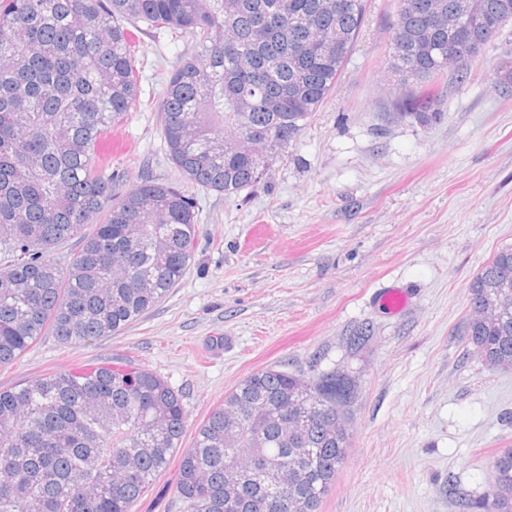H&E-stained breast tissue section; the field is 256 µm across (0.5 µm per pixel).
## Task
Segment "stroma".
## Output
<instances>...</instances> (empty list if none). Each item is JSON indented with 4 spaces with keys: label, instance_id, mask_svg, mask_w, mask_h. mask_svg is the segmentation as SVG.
I'll return each mask as SVG.
<instances>
[{
    "label": "stroma",
    "instance_id": "obj_1",
    "mask_svg": "<svg viewBox=\"0 0 512 512\" xmlns=\"http://www.w3.org/2000/svg\"><path fill=\"white\" fill-rule=\"evenodd\" d=\"M397 0H368L332 93L253 187L227 196L186 183L165 152L161 105L190 35L128 27L145 57L142 105L102 141L112 192L139 176L195 202L183 279L118 335L73 347L43 337L0 368V390L33 377L133 360L177 391L183 446L243 377L277 366L335 370L355 386L351 447L321 512H466L512 446V371L467 343L468 285L512 246V93L496 84L512 24L434 86L428 126L391 118ZM403 294L399 308L386 293ZM372 340L353 350L358 327ZM170 461L134 512H183Z\"/></svg>",
    "mask_w": 512,
    "mask_h": 512
}]
</instances>
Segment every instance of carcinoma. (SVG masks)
Wrapping results in <instances>:
<instances>
[{
	"label": "carcinoma",
	"mask_w": 512,
	"mask_h": 512,
	"mask_svg": "<svg viewBox=\"0 0 512 512\" xmlns=\"http://www.w3.org/2000/svg\"><path fill=\"white\" fill-rule=\"evenodd\" d=\"M492 22L512 0H485ZM0 0V368L43 336L85 345L114 336L184 276L199 227L192 198L142 179L112 198L97 142L140 107V68L126 25L190 33L195 44L169 77L166 151L183 177L235 194L256 184L332 92L363 24L367 0ZM340 28L339 52L318 48ZM464 25L431 28L397 0L390 67L394 108L425 126L430 87ZM251 57L242 71L234 48ZM273 142L263 158L224 150L237 113ZM80 248L61 263L54 252ZM512 270L499 250L468 286L472 305ZM467 341L492 370H512V312L468 321ZM355 389L336 371L308 377L276 367L224 395L181 448L182 396L134 363L65 370L0 391V512H133L180 453L184 512H272L288 491L296 512H320L347 456ZM482 512H512V447L493 457Z\"/></svg>",
	"instance_id": "carcinoma-1"
}]
</instances>
